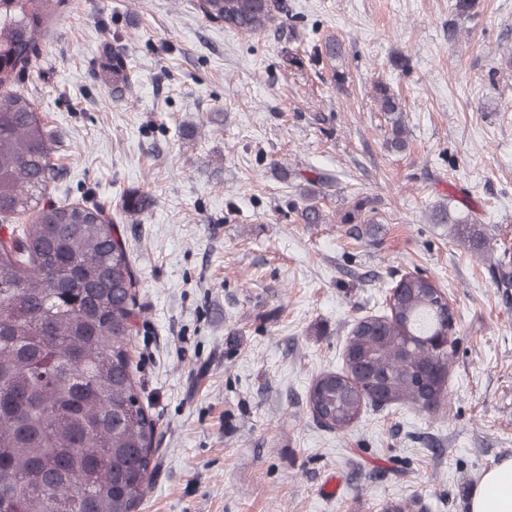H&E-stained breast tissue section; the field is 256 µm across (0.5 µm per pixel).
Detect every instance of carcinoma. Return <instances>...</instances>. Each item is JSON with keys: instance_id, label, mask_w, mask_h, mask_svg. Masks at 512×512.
Returning a JSON list of instances; mask_svg holds the SVG:
<instances>
[{"instance_id": "obj_1", "label": "carcinoma", "mask_w": 512, "mask_h": 512, "mask_svg": "<svg viewBox=\"0 0 512 512\" xmlns=\"http://www.w3.org/2000/svg\"><path fill=\"white\" fill-rule=\"evenodd\" d=\"M60 4L0 0V512H136L156 468V423L131 370L132 262L103 208L46 200L50 139L20 89ZM280 8L278 0L200 3L207 18L245 33L264 29ZM375 92L382 111H400L388 86ZM25 214L32 223H12ZM435 217L481 247L471 214L442 207ZM387 309L360 320L347 341L377 379L327 372L309 389V408L330 431H347L375 391L426 411L447 396L420 380L425 364L453 354V342L432 343L448 313L437 285L407 275Z\"/></svg>"}]
</instances>
